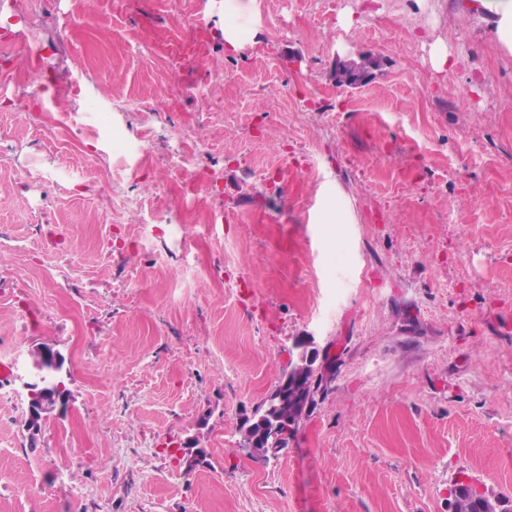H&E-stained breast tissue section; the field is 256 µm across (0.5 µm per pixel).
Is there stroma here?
<instances>
[{"label":"stroma","mask_w":512,"mask_h":512,"mask_svg":"<svg viewBox=\"0 0 512 512\" xmlns=\"http://www.w3.org/2000/svg\"><path fill=\"white\" fill-rule=\"evenodd\" d=\"M70 4L0 0L60 101L0 104V512H452L464 477L512 501V54L457 0H256L235 53L224 0H81L61 44ZM353 53L376 66L337 86ZM180 140L215 228L180 218ZM308 336L314 402L250 453ZM45 345L70 401L32 438Z\"/></svg>","instance_id":"stroma-1"}]
</instances>
